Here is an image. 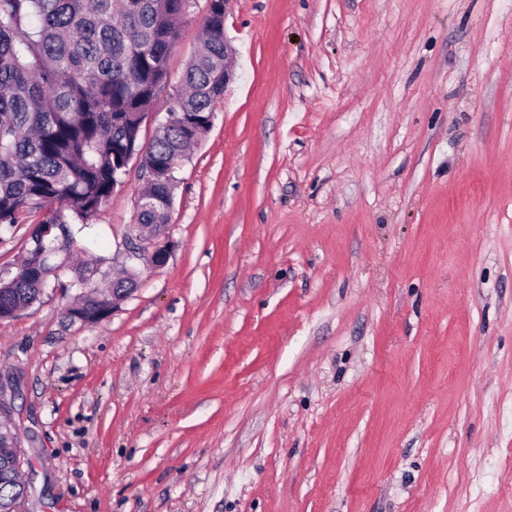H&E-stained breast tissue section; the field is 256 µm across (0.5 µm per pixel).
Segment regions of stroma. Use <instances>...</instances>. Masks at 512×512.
<instances>
[{
    "instance_id": "stroma-1",
    "label": "stroma",
    "mask_w": 512,
    "mask_h": 512,
    "mask_svg": "<svg viewBox=\"0 0 512 512\" xmlns=\"http://www.w3.org/2000/svg\"><path fill=\"white\" fill-rule=\"evenodd\" d=\"M224 32L167 264L134 162L70 261L136 291L71 321L66 271L0 320L27 512H512V0H230Z\"/></svg>"
}]
</instances>
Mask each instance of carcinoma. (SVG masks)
I'll use <instances>...</instances> for the list:
<instances>
[{
  "mask_svg": "<svg viewBox=\"0 0 512 512\" xmlns=\"http://www.w3.org/2000/svg\"><path fill=\"white\" fill-rule=\"evenodd\" d=\"M189 0H0V226L42 214L16 271L0 279V310H25L59 279L35 247L71 250V226L88 225L140 150V113L168 83L167 58ZM205 36L181 80L185 94L147 148L139 224H165L175 171L210 129L224 96V0H210ZM51 224L50 234L43 225ZM0 451V509L27 496L6 477Z\"/></svg>",
  "mask_w": 512,
  "mask_h": 512,
  "instance_id": "cac0c4a2",
  "label": "carcinoma"
}]
</instances>
